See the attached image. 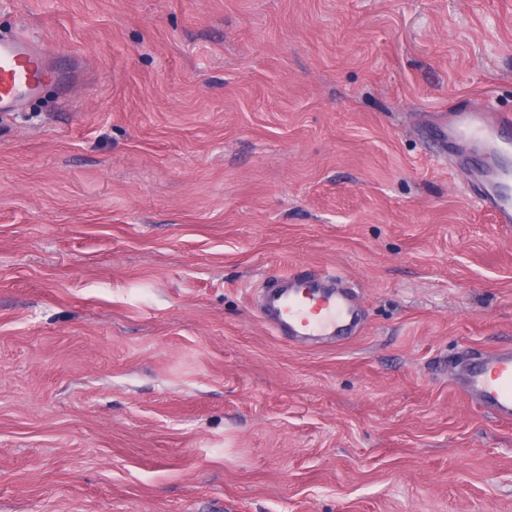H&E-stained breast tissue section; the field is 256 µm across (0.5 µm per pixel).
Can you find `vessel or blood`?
Segmentation results:
<instances>
[{"mask_svg": "<svg viewBox=\"0 0 512 512\" xmlns=\"http://www.w3.org/2000/svg\"><path fill=\"white\" fill-rule=\"evenodd\" d=\"M81 77L75 61H64L60 48L26 32L0 35V113L15 111L55 80L70 91ZM436 146L455 151L467 167L478 200L499 224H512V168L501 159L512 154V113L488 111L482 103L437 119L430 130ZM259 318L277 335L291 340H342L362 321L359 300L336 287L335 276L302 267L274 276L263 291ZM464 397L499 421H512V345L472 351L461 372Z\"/></svg>", "mask_w": 512, "mask_h": 512, "instance_id": "obj_1", "label": "vessel or blood"}]
</instances>
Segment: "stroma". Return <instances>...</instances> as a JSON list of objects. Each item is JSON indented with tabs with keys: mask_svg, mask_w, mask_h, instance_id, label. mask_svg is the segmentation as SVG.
<instances>
[{
	"mask_svg": "<svg viewBox=\"0 0 512 512\" xmlns=\"http://www.w3.org/2000/svg\"><path fill=\"white\" fill-rule=\"evenodd\" d=\"M77 57L0 120V512H512V226L434 118L512 109V0H0ZM363 329L287 342L269 275ZM337 280H343L339 274L307 267L276 275L263 290L258 316L290 340L335 341L352 336L362 321L361 305L344 288H336ZM461 376L464 397L497 421H512L511 344L490 351H472Z\"/></svg>",
	"mask_w": 512,
	"mask_h": 512,
	"instance_id": "35a3bbf8",
	"label": "stroma"
}]
</instances>
